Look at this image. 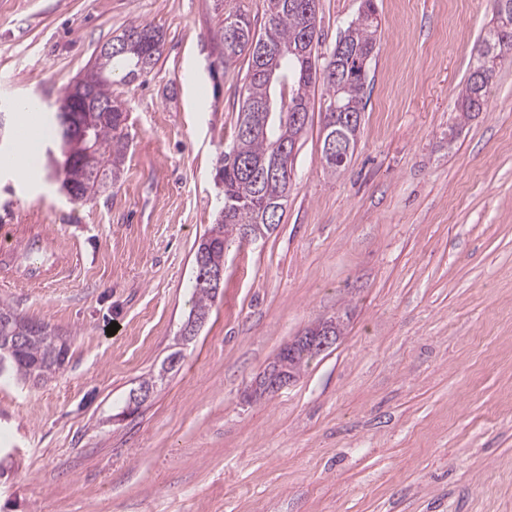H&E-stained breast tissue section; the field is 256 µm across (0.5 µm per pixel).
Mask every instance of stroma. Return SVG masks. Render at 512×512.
I'll return each instance as SVG.
<instances>
[{
	"label": "stroma",
	"mask_w": 512,
	"mask_h": 512,
	"mask_svg": "<svg viewBox=\"0 0 512 512\" xmlns=\"http://www.w3.org/2000/svg\"><path fill=\"white\" fill-rule=\"evenodd\" d=\"M379 49L345 169L323 156L316 86L275 230L224 254L198 334L194 255L223 203L246 57L222 64L215 0H0V152L20 100L54 102L134 21L148 74L112 75L129 147L119 186L72 203L39 148L0 164V227L62 243L67 269L0 282V303L65 341L62 369L0 376V512H512V62L488 108L455 100L494 0H374ZM361 0H319L329 54ZM346 319L300 380L246 396L306 326ZM115 334H108L111 323ZM178 370L129 411L173 351Z\"/></svg>",
	"instance_id": "stroma-1"
}]
</instances>
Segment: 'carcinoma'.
I'll list each match as a JSON object with an SVG mask.
<instances>
[{
	"label": "carcinoma",
	"instance_id": "obj_1",
	"mask_svg": "<svg viewBox=\"0 0 512 512\" xmlns=\"http://www.w3.org/2000/svg\"><path fill=\"white\" fill-rule=\"evenodd\" d=\"M268 21L264 31L253 29L251 19L244 12H228L217 37L224 50V64L243 52L248 54V69L243 84L244 92L240 107L236 135L232 146L224 152L217 176L224 184V207L216 224L204 235L195 253L196 276L192 293L190 314L206 317L215 293L203 279L213 269L224 265V249L238 238L243 224H254L264 233L270 232V224L280 223L272 219L270 207H284L288 198L290 181L264 178L257 180L243 171L252 165L261 171L270 166L275 146L280 142H292L303 132L288 122L270 121L267 129L256 122L253 106L268 97L269 87L265 77L266 68L280 60L286 72L297 73L294 82L297 98H289L294 109L307 112L310 109V89L320 83L330 94L327 111L333 105L344 107V113L361 115L364 110L363 94L367 79L369 57L376 50L378 22H361L346 32L350 43L358 46L362 54L348 63L343 70L345 78L336 81V70L341 59L336 53L327 57L318 54L319 0H266ZM112 42L128 46L125 54L110 56L100 54L93 67L77 80L85 89L94 92L95 100L109 105L110 116L99 121L94 128L91 156L65 158L62 169L63 186L72 200L86 201L116 188L121 181L128 139L125 133L127 113L122 102L112 97V72L127 68L135 76L145 75L159 61L164 45L162 31L150 23H133ZM488 56L478 57L470 71L464 88L458 97L457 107L464 116L480 112L485 106L488 85L497 63L512 56V29L499 33L497 27L489 28L482 37ZM63 99L72 103L68 119L54 113L53 123L48 125L53 138L58 140L61 153H66V144L71 128L84 121L85 101L74 87H69ZM359 126H349V121L337 117L336 125L328 130L351 145H356ZM10 346L14 352L8 359L16 374L28 381L38 383L55 374L65 363L66 344L49 325L31 322L17 315L10 307L0 306V349Z\"/></svg>",
	"mask_w": 512,
	"mask_h": 512
}]
</instances>
